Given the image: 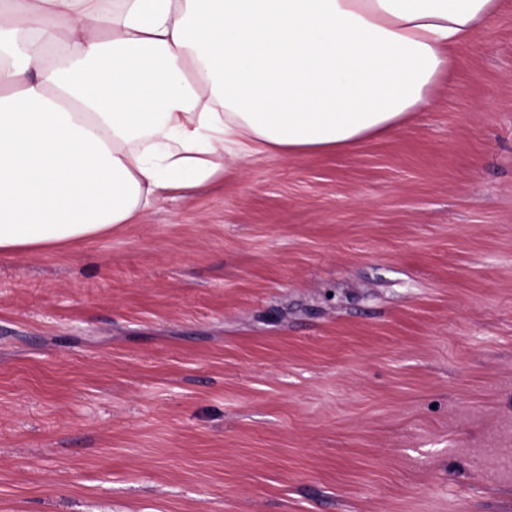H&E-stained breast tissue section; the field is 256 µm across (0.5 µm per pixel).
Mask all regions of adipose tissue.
<instances>
[{"instance_id": "1", "label": "adipose tissue", "mask_w": 512, "mask_h": 512, "mask_svg": "<svg viewBox=\"0 0 512 512\" xmlns=\"http://www.w3.org/2000/svg\"><path fill=\"white\" fill-rule=\"evenodd\" d=\"M501 0H0V256L57 252L429 101Z\"/></svg>"}]
</instances>
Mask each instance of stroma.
I'll return each mask as SVG.
<instances>
[{"label": "stroma", "mask_w": 512, "mask_h": 512, "mask_svg": "<svg viewBox=\"0 0 512 512\" xmlns=\"http://www.w3.org/2000/svg\"><path fill=\"white\" fill-rule=\"evenodd\" d=\"M0 512H512V0L392 133L0 256Z\"/></svg>", "instance_id": "obj_1"}]
</instances>
